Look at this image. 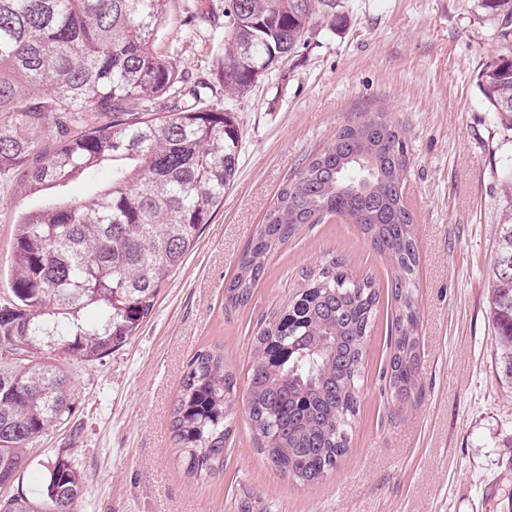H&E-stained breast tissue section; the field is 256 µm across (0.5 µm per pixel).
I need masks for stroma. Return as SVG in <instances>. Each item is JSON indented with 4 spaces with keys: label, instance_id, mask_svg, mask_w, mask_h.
<instances>
[{
    "label": "stroma",
    "instance_id": "stroma-1",
    "mask_svg": "<svg viewBox=\"0 0 512 512\" xmlns=\"http://www.w3.org/2000/svg\"><path fill=\"white\" fill-rule=\"evenodd\" d=\"M223 6L170 0L156 46L186 77L214 79ZM502 43L480 0H338L335 16L317 15L305 44L246 94L216 88L209 105L233 112L241 135L236 179L136 336L98 361H67L73 414L30 443L18 492L39 489L64 448L85 481L74 512H512V380L488 306L496 227L512 222V128L478 82ZM379 110L404 128L410 156L420 397L408 405L382 392L391 268L357 225L331 216L302 226L269 258L250 303L224 307V286L289 174L348 121ZM87 191L82 178L35 195L0 182V300L17 215ZM330 253L371 276L380 301L349 451L304 485L258 447L244 409L247 369L262 322ZM216 347L237 374L239 408L223 468L196 479L176 455L171 413L189 361Z\"/></svg>",
    "mask_w": 512,
    "mask_h": 512
}]
</instances>
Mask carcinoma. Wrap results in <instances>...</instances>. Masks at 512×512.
<instances>
[{
    "label": "carcinoma",
    "instance_id": "obj_1",
    "mask_svg": "<svg viewBox=\"0 0 512 512\" xmlns=\"http://www.w3.org/2000/svg\"><path fill=\"white\" fill-rule=\"evenodd\" d=\"M168 2L0 0V178L17 174L36 194L110 167L102 189L16 221L10 299L0 304V490L18 480L31 440L69 421L65 362L97 361L136 334L237 174L232 112L205 106L212 85L188 82L156 49ZM482 7L496 17L508 53L485 65L480 87L512 125V0ZM334 9L336 0H224L234 36L218 42L219 82L246 93L299 48L317 11ZM51 131L59 146L46 154ZM360 156L371 165L354 180ZM408 164L406 136L387 113L340 129L286 180L224 287V306L245 307L269 257L301 226L326 215L358 225L393 269L385 391L403 403L417 386ZM489 298L512 379V224L497 225ZM378 303L372 278L328 256L254 336L246 413L260 450L285 477L312 484L348 452ZM237 383L217 351L189 363L171 421L188 475L211 476L224 457ZM83 494L80 472L61 452L36 493L0 497V512H52L54 498L74 504Z\"/></svg>",
    "mask_w": 512,
    "mask_h": 512
}]
</instances>
